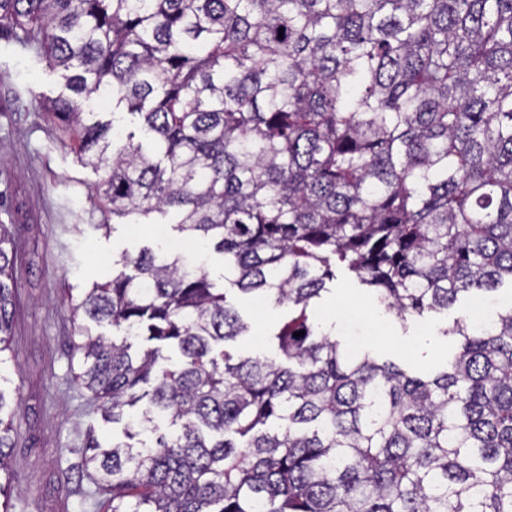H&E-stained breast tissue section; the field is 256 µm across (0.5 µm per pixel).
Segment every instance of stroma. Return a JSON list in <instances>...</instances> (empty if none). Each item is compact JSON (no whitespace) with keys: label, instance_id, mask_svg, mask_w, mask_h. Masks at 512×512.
Masks as SVG:
<instances>
[{"label":"stroma","instance_id":"1","mask_svg":"<svg viewBox=\"0 0 512 512\" xmlns=\"http://www.w3.org/2000/svg\"><path fill=\"white\" fill-rule=\"evenodd\" d=\"M64 90L62 70H50L35 51L0 36V224L17 242L21 285L11 338L18 358L0 364V388L16 407L10 512H103L82 460L89 435L111 438L112 427L87 410L90 394L75 381L80 360L72 342L86 325L95 334L112 329L73 315L68 291L110 280L123 252L165 251L181 238L172 223L153 220L117 218L110 231L98 230L103 215L93 187L101 173L81 165L35 111L38 101ZM228 299L253 324L251 335L230 343L237 354L259 348L261 337L289 313L285 306L257 313L251 299L234 290ZM477 303L488 318L512 309V284L463 294L449 310L402 320L339 266L312 315L348 346L429 370L443 367L455 348L443 329L468 317Z\"/></svg>","mask_w":512,"mask_h":512}]
</instances>
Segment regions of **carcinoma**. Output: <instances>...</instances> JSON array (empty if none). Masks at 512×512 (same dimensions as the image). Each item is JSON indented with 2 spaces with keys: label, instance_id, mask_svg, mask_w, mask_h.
<instances>
[{
  "label": "carcinoma",
  "instance_id": "carcinoma-1",
  "mask_svg": "<svg viewBox=\"0 0 512 512\" xmlns=\"http://www.w3.org/2000/svg\"><path fill=\"white\" fill-rule=\"evenodd\" d=\"M1 34L66 71L36 111L103 172L98 228L170 217L293 309L277 356H234L226 289L148 248L69 295L112 327L73 343L122 425L84 459L108 512H512V309L444 330L428 376L309 313L338 264L403 319L512 281V0H0ZM91 95L112 121L86 122ZM17 263L0 224V354ZM7 408L0 388V474Z\"/></svg>",
  "mask_w": 512,
  "mask_h": 512
}]
</instances>
